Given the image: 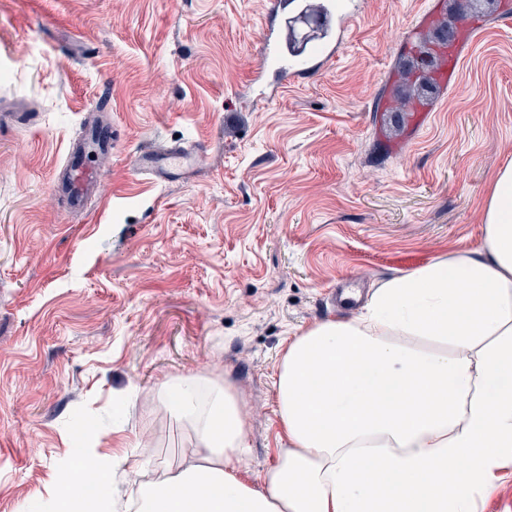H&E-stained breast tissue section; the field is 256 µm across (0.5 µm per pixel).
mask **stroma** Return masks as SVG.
<instances>
[{
  "mask_svg": "<svg viewBox=\"0 0 512 512\" xmlns=\"http://www.w3.org/2000/svg\"><path fill=\"white\" fill-rule=\"evenodd\" d=\"M322 68L275 98L270 0H0V512L53 493L73 435L126 495L178 464L188 431L158 399L177 377L226 381L243 401L262 487L281 446L272 378L288 336L356 314L374 289L477 249L489 181L512 161V27L504 6L465 50L463 81L427 115L377 111L410 83L423 0H365ZM90 123L112 128L87 214L50 180ZM191 144L187 177L140 174L141 150ZM472 512H512V464Z\"/></svg>",
  "mask_w": 512,
  "mask_h": 512,
  "instance_id": "1",
  "label": "stroma"
}]
</instances>
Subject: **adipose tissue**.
<instances>
[{"label":"adipose tissue","mask_w":512,"mask_h":512,"mask_svg":"<svg viewBox=\"0 0 512 512\" xmlns=\"http://www.w3.org/2000/svg\"><path fill=\"white\" fill-rule=\"evenodd\" d=\"M480 248L388 279L358 315L288 337L273 388L285 439L263 488L242 480L243 406L210 378L162 384L190 432L136 512H472L512 462V162L491 177ZM118 459L87 449L54 478V512Z\"/></svg>","instance_id":"ef3b65f1"}]
</instances>
